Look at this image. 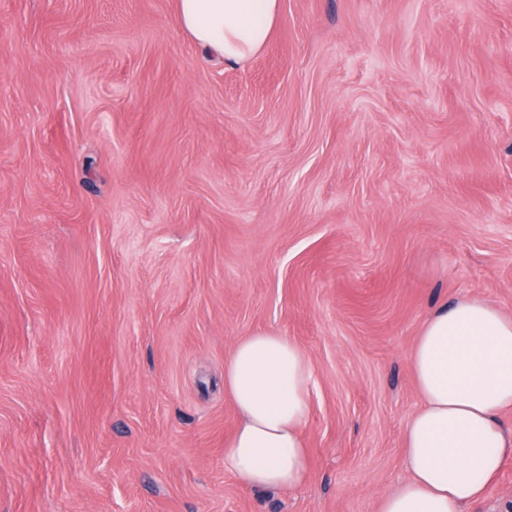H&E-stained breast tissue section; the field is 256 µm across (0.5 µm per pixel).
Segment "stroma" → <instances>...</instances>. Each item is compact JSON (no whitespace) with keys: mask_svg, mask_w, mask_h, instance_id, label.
<instances>
[{"mask_svg":"<svg viewBox=\"0 0 512 512\" xmlns=\"http://www.w3.org/2000/svg\"><path fill=\"white\" fill-rule=\"evenodd\" d=\"M0 0V512H377L436 307L512 316V0ZM309 357L293 491L224 468L233 343ZM463 512H512V459ZM182 31L206 54L243 63L267 44L280 0H177Z\"/></svg>","mask_w":512,"mask_h":512,"instance_id":"stroma-1","label":"stroma"}]
</instances>
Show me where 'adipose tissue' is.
I'll return each mask as SVG.
<instances>
[{
  "instance_id": "1",
  "label": "adipose tissue",
  "mask_w": 512,
  "mask_h": 512,
  "mask_svg": "<svg viewBox=\"0 0 512 512\" xmlns=\"http://www.w3.org/2000/svg\"><path fill=\"white\" fill-rule=\"evenodd\" d=\"M280 0H177L182 31L206 54L243 63L267 44ZM422 400L403 436L404 480L379 512H462L481 500L506 460L512 428V317L480 297H460L423 324L409 353ZM312 370L305 351L272 331L238 339L224 361V392L238 424L224 463L245 485L302 487L310 461L303 428Z\"/></svg>"
}]
</instances>
